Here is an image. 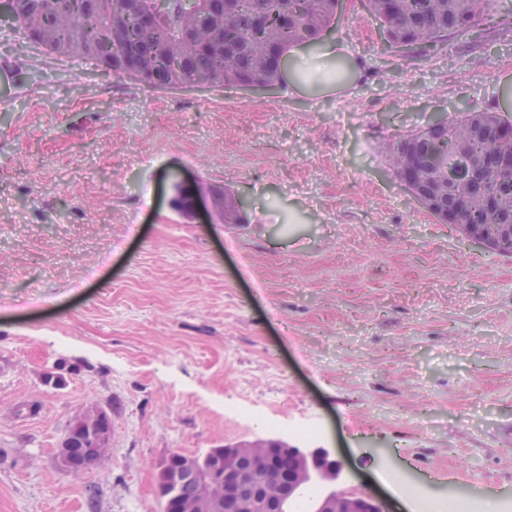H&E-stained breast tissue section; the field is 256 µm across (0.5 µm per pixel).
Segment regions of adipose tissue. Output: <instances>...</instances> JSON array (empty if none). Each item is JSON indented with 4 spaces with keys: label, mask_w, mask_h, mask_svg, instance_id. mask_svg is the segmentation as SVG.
Returning a JSON list of instances; mask_svg holds the SVG:
<instances>
[{
    "label": "adipose tissue",
    "mask_w": 512,
    "mask_h": 512,
    "mask_svg": "<svg viewBox=\"0 0 512 512\" xmlns=\"http://www.w3.org/2000/svg\"><path fill=\"white\" fill-rule=\"evenodd\" d=\"M291 58L293 63L286 78L295 89L314 83L321 93L344 94L349 84L336 77L332 62L337 58L347 60L352 78H359L361 73L360 64L352 58L349 47L337 41L327 42L314 52L297 51L292 53Z\"/></svg>",
    "instance_id": "ef3b65f1"
}]
</instances>
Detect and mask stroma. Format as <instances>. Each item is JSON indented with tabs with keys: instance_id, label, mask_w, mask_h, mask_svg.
<instances>
[{
	"instance_id": "35a3bbf8",
	"label": "stroma",
	"mask_w": 512,
	"mask_h": 512,
	"mask_svg": "<svg viewBox=\"0 0 512 512\" xmlns=\"http://www.w3.org/2000/svg\"><path fill=\"white\" fill-rule=\"evenodd\" d=\"M329 37L363 65L341 96L162 92L0 26V512H162L171 452L258 439L327 449L390 512L416 503L388 468L512 512V256L437 223L389 155L439 117L512 119V29L403 59L343 0ZM184 178L244 222L176 211ZM93 402L119 407L111 450L73 476L54 455Z\"/></svg>"
}]
</instances>
